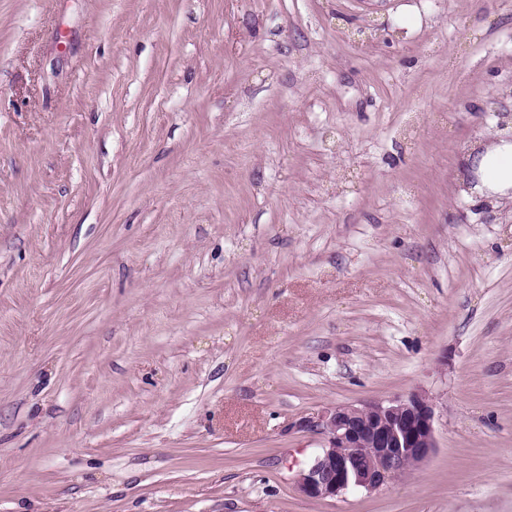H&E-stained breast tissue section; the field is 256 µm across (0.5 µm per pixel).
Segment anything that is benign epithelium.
<instances>
[{
	"mask_svg": "<svg viewBox=\"0 0 512 512\" xmlns=\"http://www.w3.org/2000/svg\"><path fill=\"white\" fill-rule=\"evenodd\" d=\"M435 404L423 391L385 401L339 405L301 427L322 446L295 476L307 498H334L352 489L375 491L424 464L436 448Z\"/></svg>",
	"mask_w": 512,
	"mask_h": 512,
	"instance_id": "7a95c632",
	"label": "benign epithelium"
}]
</instances>
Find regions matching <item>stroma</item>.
Instances as JSON below:
<instances>
[{"label": "stroma", "mask_w": 512, "mask_h": 512, "mask_svg": "<svg viewBox=\"0 0 512 512\" xmlns=\"http://www.w3.org/2000/svg\"><path fill=\"white\" fill-rule=\"evenodd\" d=\"M512 0H0V512H512ZM427 463L300 496L299 421ZM474 167H468L470 172L467 176L465 189H470L475 182ZM478 183L472 189L469 197L480 202L487 200L493 204H498L497 196L507 195V191L512 188V143L502 141L494 150L486 153L479 162L477 168ZM510 197L499 201L500 205L496 207L497 212H512V192ZM510 198V200H509ZM435 416V404L423 391L317 412L300 426L319 435L322 446L296 474V491L327 499L386 486L433 454Z\"/></svg>", "instance_id": "35a3bbf8"}]
</instances>
